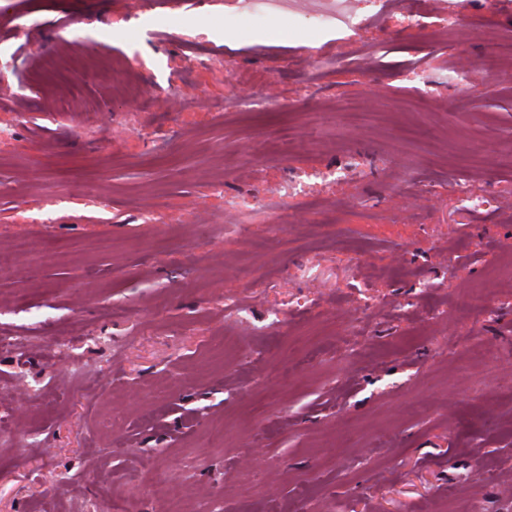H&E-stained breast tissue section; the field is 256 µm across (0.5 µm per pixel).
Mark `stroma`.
I'll use <instances>...</instances> for the list:
<instances>
[{"instance_id": "obj_1", "label": "stroma", "mask_w": 512, "mask_h": 512, "mask_svg": "<svg viewBox=\"0 0 512 512\" xmlns=\"http://www.w3.org/2000/svg\"><path fill=\"white\" fill-rule=\"evenodd\" d=\"M387 2L0 0V512H512V0ZM507 56H512V42L510 39H503L489 53L477 60L475 66L481 71L495 70ZM495 288V282L492 278H487L483 284L474 288L461 298V305L476 310H485L489 307L490 298ZM150 496L165 505V512H211V506L206 501H196L192 507H187L186 499L178 485L165 478H158L148 484Z\"/></svg>"}]
</instances>
